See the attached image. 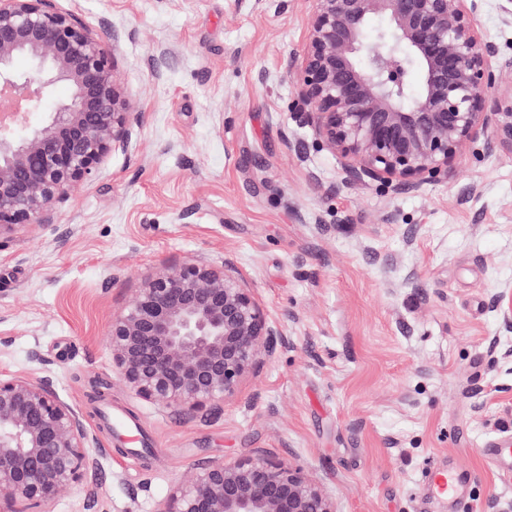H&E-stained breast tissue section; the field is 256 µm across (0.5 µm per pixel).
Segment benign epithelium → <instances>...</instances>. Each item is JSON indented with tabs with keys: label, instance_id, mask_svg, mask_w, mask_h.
<instances>
[{
	"label": "benign epithelium",
	"instance_id": "benign-epithelium-1",
	"mask_svg": "<svg viewBox=\"0 0 512 512\" xmlns=\"http://www.w3.org/2000/svg\"><path fill=\"white\" fill-rule=\"evenodd\" d=\"M50 0H0V231L44 224L109 154L124 151L141 113L104 41ZM308 34L291 53L295 102L316 146L341 160L348 188L407 187L453 176L482 138L512 153V97L496 91L512 60L480 31L478 0H308ZM375 17L388 25L374 36ZM31 68L19 73L14 62ZM418 72L421 90L409 94ZM68 96L27 124L55 88ZM512 323V289L493 297ZM285 344L255 295L203 261L162 266L112 316V368L163 409L217 406ZM78 412L50 380L0 377V512H36L92 482L97 461ZM155 512H338L324 486L264 454L202 465Z\"/></svg>",
	"mask_w": 512,
	"mask_h": 512
}]
</instances>
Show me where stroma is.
Wrapping results in <instances>:
<instances>
[{
  "mask_svg": "<svg viewBox=\"0 0 512 512\" xmlns=\"http://www.w3.org/2000/svg\"><path fill=\"white\" fill-rule=\"evenodd\" d=\"M104 39L136 111L46 224L0 235V375L49 379L83 418L98 462L49 512H153L209 461L262 453L319 479L339 512H423L425 461L474 481L466 505L512 504L478 453L512 435V155L477 140L450 180L419 190L343 185L294 108L290 54L307 0H51ZM477 23L502 58L496 0ZM193 260L225 268L281 325L234 396L190 413L136 395L107 334L143 279ZM135 417L152 450L128 460L101 412Z\"/></svg>",
  "mask_w": 512,
  "mask_h": 512,
  "instance_id": "obj_1",
  "label": "stroma"
}]
</instances>
